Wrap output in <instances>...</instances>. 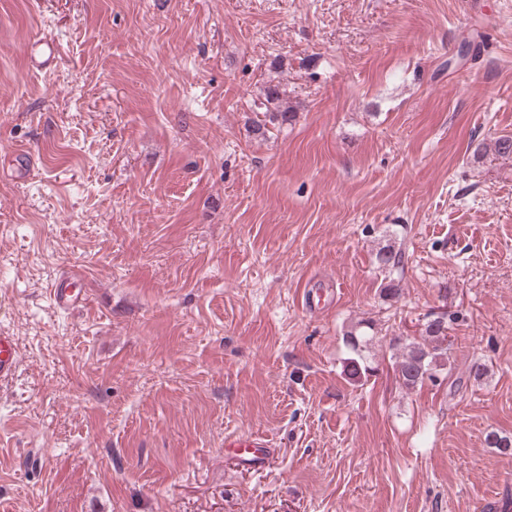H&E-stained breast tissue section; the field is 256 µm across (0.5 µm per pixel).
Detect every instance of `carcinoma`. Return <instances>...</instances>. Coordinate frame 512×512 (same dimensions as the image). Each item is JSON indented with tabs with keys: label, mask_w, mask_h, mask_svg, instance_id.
<instances>
[{
	"label": "carcinoma",
	"mask_w": 512,
	"mask_h": 512,
	"mask_svg": "<svg viewBox=\"0 0 512 512\" xmlns=\"http://www.w3.org/2000/svg\"><path fill=\"white\" fill-rule=\"evenodd\" d=\"M266 114L268 122H255L252 125V134L263 137L267 132V124H286L292 120L293 112L282 104L280 93L270 88L266 94ZM497 158H512V135H501L492 143L491 147L479 144L474 150V157L478 160L488 154ZM376 260L382 269L393 272L402 265V255L393 248L386 246L376 254ZM372 324L365 323V330L349 331L346 333V344L355 354L349 361V375L360 380L371 371V367L364 365L362 348L373 341L374 336L369 334ZM389 345L395 350L394 369L398 372L399 382L408 389L414 390L425 382L437 380L438 375L448 366V322L443 317H436L425 324V329L419 337L394 336Z\"/></svg>",
	"instance_id": "1"
}]
</instances>
